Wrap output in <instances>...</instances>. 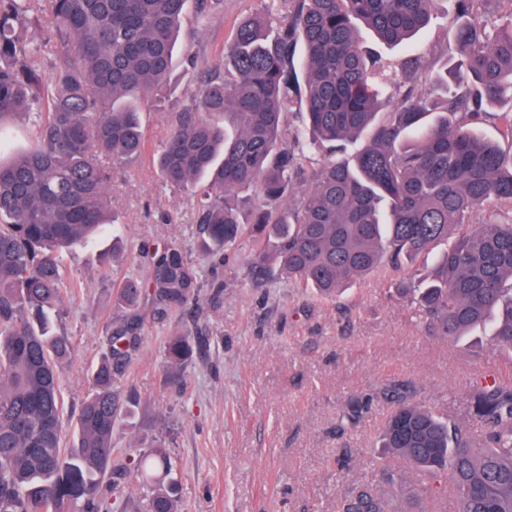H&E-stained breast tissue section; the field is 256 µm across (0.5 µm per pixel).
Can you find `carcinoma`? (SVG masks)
Returning a JSON list of instances; mask_svg holds the SVG:
<instances>
[{"label":"carcinoma","instance_id":"carcinoma-1","mask_svg":"<svg viewBox=\"0 0 512 512\" xmlns=\"http://www.w3.org/2000/svg\"><path fill=\"white\" fill-rule=\"evenodd\" d=\"M190 0H49L48 38L21 40L31 0H0V131L27 116L36 143L0 137V512H105L113 464L115 386L131 357L141 299L162 309L200 301L202 277L173 244L147 278L115 289L124 316L110 329L71 446L64 444L60 367L72 358L54 329L63 252L115 223L113 172L141 155L138 102L171 75ZM441 0H296L288 18L244 19L224 48V73L186 90L155 158L162 182L193 199L200 248L222 255L252 243L251 271L334 299L354 281L428 256L419 280L395 284L429 336L456 340L490 325L512 353V11L503 0H453L455 38L439 58L409 57L391 103L381 59L359 28L406 45ZM51 52L54 83L32 61ZM298 107L303 129L283 120ZM507 106L509 111L498 108ZM497 119L507 145L476 133ZM486 209L468 230L471 214ZM179 367L189 337L167 341ZM485 438L405 399L380 447L402 466L378 485L448 477L457 512H512V386L483 380L471 394ZM146 512H178L181 482L164 448L134 465ZM336 512H388L373 488H353Z\"/></svg>","mask_w":512,"mask_h":512}]
</instances>
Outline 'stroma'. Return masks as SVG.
Here are the masks:
<instances>
[{
    "mask_svg": "<svg viewBox=\"0 0 512 512\" xmlns=\"http://www.w3.org/2000/svg\"><path fill=\"white\" fill-rule=\"evenodd\" d=\"M293 6L214 0L207 16L184 18L167 85L138 106L146 150L112 179L118 238L76 246L63 259L69 289L57 329L74 345L60 386L69 438L107 332L122 315L114 288L146 279L164 241L200 270L199 304L163 314L143 304L136 349L117 385L122 418L112 430L114 455L124 463L167 449L181 476L179 512H336L342 492L396 463L379 446L392 395L478 433L475 381L491 375L512 385V354L495 350L485 331L449 343L427 335L413 309L391 299L400 272L383 268L357 280L339 307L284 278L253 282L249 241L223 265L200 254L190 199L162 183L152 157L187 84L223 68L224 44L238 23L266 7L283 19ZM452 35L441 9L408 48H389L367 33L362 39L398 82L403 57L442 55ZM176 333L192 336L194 349L173 368L165 344ZM355 401L369 408L353 424L346 415Z\"/></svg>",
    "mask_w": 512,
    "mask_h": 512,
    "instance_id": "stroma-1",
    "label": "stroma"
}]
</instances>
